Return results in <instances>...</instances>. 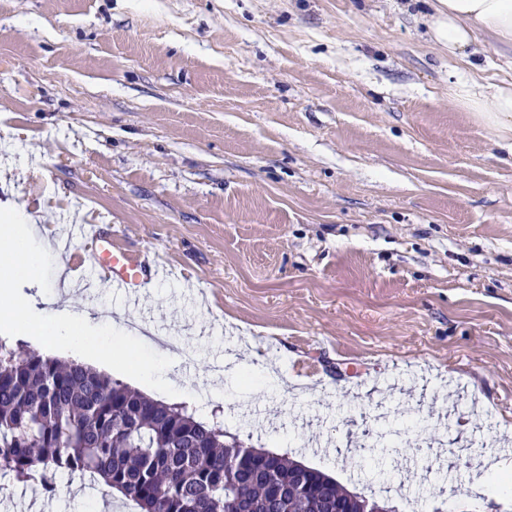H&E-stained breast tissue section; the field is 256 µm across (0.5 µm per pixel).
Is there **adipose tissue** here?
Listing matches in <instances>:
<instances>
[{
    "label": "adipose tissue",
    "mask_w": 512,
    "mask_h": 512,
    "mask_svg": "<svg viewBox=\"0 0 512 512\" xmlns=\"http://www.w3.org/2000/svg\"><path fill=\"white\" fill-rule=\"evenodd\" d=\"M436 10V38L447 44L451 55L466 56L480 32L503 44L512 43V0H437ZM453 98L461 106L486 113L498 132L499 147L512 155L511 85L478 89L459 83ZM48 252V242L38 238L33 225L24 219L14 218L0 226V335L7 339L24 336L30 326L38 324L50 333L55 346L78 354L84 352L88 337L93 335L97 344L92 361L123 371L130 356L126 329L104 310L76 311L60 307L54 300L39 308L17 298L14 284L37 279Z\"/></svg>",
    "instance_id": "ef3b65f1"
}]
</instances>
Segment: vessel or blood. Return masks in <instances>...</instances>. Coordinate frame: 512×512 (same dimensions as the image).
<instances>
[{"instance_id":"b4317fda","label":"vessel or blood","mask_w":512,"mask_h":512,"mask_svg":"<svg viewBox=\"0 0 512 512\" xmlns=\"http://www.w3.org/2000/svg\"><path fill=\"white\" fill-rule=\"evenodd\" d=\"M73 233L86 242L85 273L78 280L87 297H94L96 289L106 288L125 296L129 303H137L142 288L159 281L164 269L151 254L135 257L116 247L111 235L100 224H76Z\"/></svg>"}]
</instances>
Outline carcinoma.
<instances>
[{
	"instance_id": "obj_1",
	"label": "carcinoma",
	"mask_w": 512,
	"mask_h": 512,
	"mask_svg": "<svg viewBox=\"0 0 512 512\" xmlns=\"http://www.w3.org/2000/svg\"><path fill=\"white\" fill-rule=\"evenodd\" d=\"M245 451L182 407L0 340V478L52 494L58 475H78L138 512H235L240 503L245 512H336V501L351 496L331 478L301 492L298 462L283 455L272 468L239 467ZM353 452L372 465L367 477L391 484L385 436Z\"/></svg>"
}]
</instances>
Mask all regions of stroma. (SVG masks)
Listing matches in <instances>:
<instances>
[{
    "instance_id": "stroma-1",
    "label": "stroma",
    "mask_w": 512,
    "mask_h": 512,
    "mask_svg": "<svg viewBox=\"0 0 512 512\" xmlns=\"http://www.w3.org/2000/svg\"><path fill=\"white\" fill-rule=\"evenodd\" d=\"M429 0H0V217L107 222L181 269L129 306L179 345L181 389L247 347L197 416L410 512H512L469 487L512 461V157L452 98L512 84V45L448 54ZM391 489L350 449L362 411L400 419ZM0 512H96L68 474Z\"/></svg>"
}]
</instances>
